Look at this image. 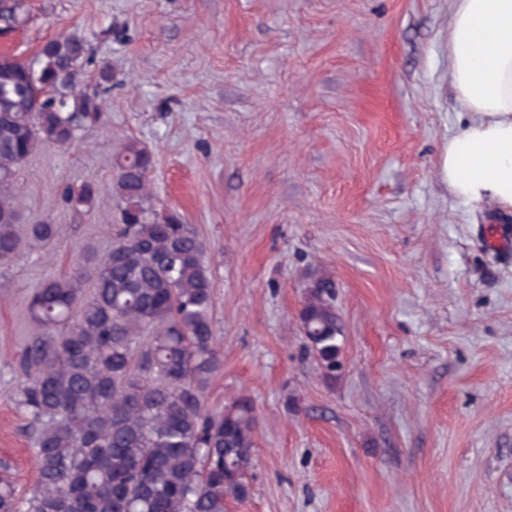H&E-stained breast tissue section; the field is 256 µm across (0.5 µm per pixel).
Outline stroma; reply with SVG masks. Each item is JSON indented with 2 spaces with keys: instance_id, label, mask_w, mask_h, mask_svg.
Listing matches in <instances>:
<instances>
[{
  "instance_id": "1",
  "label": "stroma",
  "mask_w": 512,
  "mask_h": 512,
  "mask_svg": "<svg viewBox=\"0 0 512 512\" xmlns=\"http://www.w3.org/2000/svg\"><path fill=\"white\" fill-rule=\"evenodd\" d=\"M0 52L86 37L112 71L104 123L21 168L22 221L65 228L0 269V457L35 490L11 399L25 309L47 277L104 255L118 215L61 185L110 183L133 138L159 206L207 245L223 368L206 405L254 404L251 492L228 512H512V213L439 177L460 124L453 0H26ZM336 282L335 377L304 346L300 282Z\"/></svg>"
}]
</instances>
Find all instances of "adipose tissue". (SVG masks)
Returning <instances> with one entry per match:
<instances>
[{
  "instance_id": "obj_1",
  "label": "adipose tissue",
  "mask_w": 512,
  "mask_h": 512,
  "mask_svg": "<svg viewBox=\"0 0 512 512\" xmlns=\"http://www.w3.org/2000/svg\"><path fill=\"white\" fill-rule=\"evenodd\" d=\"M448 58L468 119L443 148L441 177L471 209L512 212V0H454Z\"/></svg>"
}]
</instances>
